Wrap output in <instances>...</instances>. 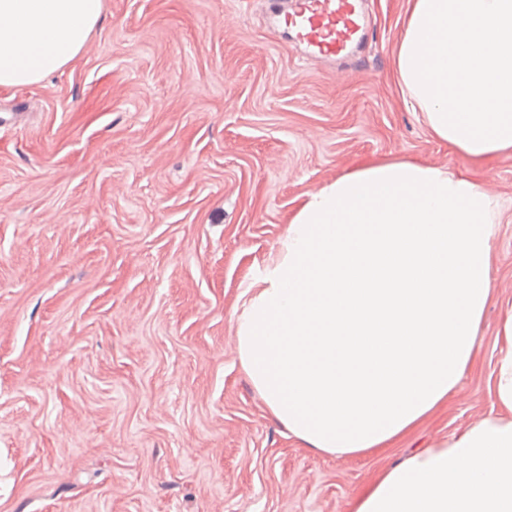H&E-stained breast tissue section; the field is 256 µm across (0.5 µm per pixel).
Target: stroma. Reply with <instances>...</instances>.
Listing matches in <instances>:
<instances>
[{"label":"stroma","mask_w":512,"mask_h":512,"mask_svg":"<svg viewBox=\"0 0 512 512\" xmlns=\"http://www.w3.org/2000/svg\"><path fill=\"white\" fill-rule=\"evenodd\" d=\"M408 0L349 55L275 33L280 0H102L79 55L0 86V512H347L413 452L496 416L512 313V153L474 166L393 78ZM499 199L470 367L389 447L318 454L270 414L236 327L308 193L370 161Z\"/></svg>","instance_id":"1"}]
</instances>
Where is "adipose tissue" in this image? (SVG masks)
Listing matches in <instances>:
<instances>
[{"mask_svg":"<svg viewBox=\"0 0 512 512\" xmlns=\"http://www.w3.org/2000/svg\"><path fill=\"white\" fill-rule=\"evenodd\" d=\"M101 0H0V86L71 62ZM394 77L429 133L478 163L512 152V0H410ZM500 205L469 176L369 163L308 194L237 324L272 416L318 453L384 448L468 369L491 293ZM502 414L384 471L349 512H512V315Z\"/></svg>","mask_w":512,"mask_h":512,"instance_id":"1","label":"adipose tissue"}]
</instances>
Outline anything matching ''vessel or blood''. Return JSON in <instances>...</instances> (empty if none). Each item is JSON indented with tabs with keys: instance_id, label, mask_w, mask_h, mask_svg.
I'll use <instances>...</instances> for the list:
<instances>
[{
	"instance_id": "vessel-or-blood-1",
	"label": "vessel or blood",
	"mask_w": 512,
	"mask_h": 512,
	"mask_svg": "<svg viewBox=\"0 0 512 512\" xmlns=\"http://www.w3.org/2000/svg\"><path fill=\"white\" fill-rule=\"evenodd\" d=\"M361 20L358 0H302L284 22L297 29L311 54L334 57L360 30Z\"/></svg>"
}]
</instances>
